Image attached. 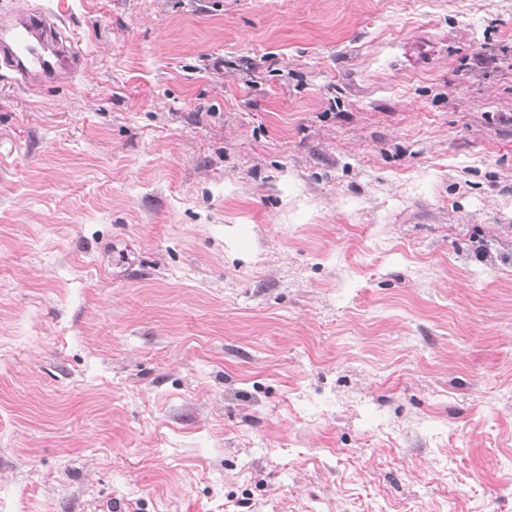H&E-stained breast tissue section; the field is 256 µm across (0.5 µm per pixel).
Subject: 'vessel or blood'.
<instances>
[{
  "label": "vessel or blood",
  "instance_id": "obj_1",
  "mask_svg": "<svg viewBox=\"0 0 512 512\" xmlns=\"http://www.w3.org/2000/svg\"><path fill=\"white\" fill-rule=\"evenodd\" d=\"M55 25V13L45 10L27 11L11 28L0 16V69L29 88L74 77L81 60L74 45L59 47L45 38Z\"/></svg>",
  "mask_w": 512,
  "mask_h": 512
}]
</instances>
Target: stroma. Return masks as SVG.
Returning <instances> with one entry per match:
<instances>
[{
    "instance_id": "stroma-1",
    "label": "stroma",
    "mask_w": 512,
    "mask_h": 512,
    "mask_svg": "<svg viewBox=\"0 0 512 512\" xmlns=\"http://www.w3.org/2000/svg\"><path fill=\"white\" fill-rule=\"evenodd\" d=\"M28 6L0 512H512V0ZM0 16V69L10 71L28 88L46 82L71 79L78 72L81 56L70 40L61 49L44 38L56 26L59 15L45 10H29L12 28H5L6 16ZM65 53V70H59L60 54Z\"/></svg>"
}]
</instances>
